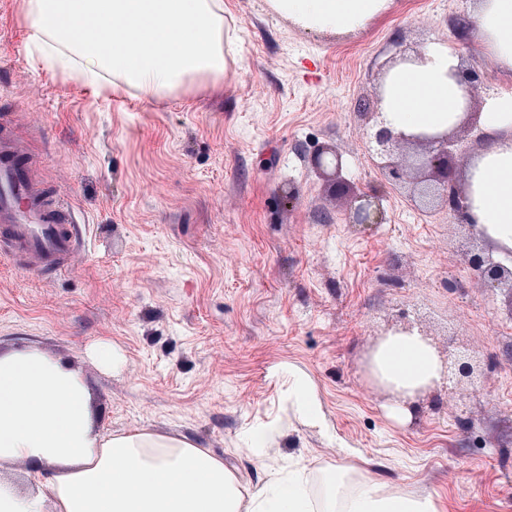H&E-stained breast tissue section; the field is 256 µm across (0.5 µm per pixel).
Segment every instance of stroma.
I'll list each match as a JSON object with an SVG mask.
<instances>
[{"label":"stroma","mask_w":512,"mask_h":512,"mask_svg":"<svg viewBox=\"0 0 512 512\" xmlns=\"http://www.w3.org/2000/svg\"><path fill=\"white\" fill-rule=\"evenodd\" d=\"M224 16L241 35L224 83L146 100L67 79L31 49L22 0H0V113L43 158L81 239L58 275L0 256V350L62 358L90 385L98 428L187 438L252 486L267 471L251 435L288 419L269 463L306 457L315 494L332 470H366L440 512H512V292L470 268L472 227L416 205L374 166L358 115L399 49L454 41L481 75L476 99L501 82L457 38L468 0H392L345 36L307 33L265 0H224ZM328 147L351 183L382 195V223H353L312 168ZM403 320L440 355L467 351L475 374L399 423L369 360ZM100 341L121 352L120 370L89 357ZM296 370L330 435L293 419Z\"/></svg>","instance_id":"35a3bbf8"}]
</instances>
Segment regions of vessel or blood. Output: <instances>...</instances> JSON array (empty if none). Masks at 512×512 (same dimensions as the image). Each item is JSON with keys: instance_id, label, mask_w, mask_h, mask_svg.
<instances>
[{"instance_id": "b4317fda", "label": "vessel or blood", "mask_w": 512, "mask_h": 512, "mask_svg": "<svg viewBox=\"0 0 512 512\" xmlns=\"http://www.w3.org/2000/svg\"><path fill=\"white\" fill-rule=\"evenodd\" d=\"M40 157L21 149L0 116V252L30 274L69 269L78 247L70 209L40 179Z\"/></svg>"}]
</instances>
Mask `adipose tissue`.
<instances>
[{"label": "adipose tissue", "mask_w": 512, "mask_h": 512, "mask_svg": "<svg viewBox=\"0 0 512 512\" xmlns=\"http://www.w3.org/2000/svg\"><path fill=\"white\" fill-rule=\"evenodd\" d=\"M302 30L363 31L390 0H267ZM29 43L70 80L95 89H132L145 99L200 80L218 85L235 63L237 29L224 0H23ZM475 44L512 71V0H474ZM455 50L426 46L421 60L393 68L382 110L394 131L445 132L468 100ZM479 122L488 134L464 178L471 219L499 248L512 250V92L492 88ZM372 376L395 393L389 415L409 421L416 395L440 386L441 363L418 333L384 337ZM288 403L308 424L331 427L312 379L294 372ZM25 462L24 477L10 467ZM0 512H439L436 501L370 476H327L315 496L306 464L243 484L223 459L184 438L144 430L102 432L82 373L40 349L0 352Z\"/></svg>", "instance_id": "ef3b65f1"}]
</instances>
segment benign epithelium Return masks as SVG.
I'll use <instances>...</instances> for the list:
<instances>
[{
  "label": "benign epithelium",
  "instance_id": "obj_1",
  "mask_svg": "<svg viewBox=\"0 0 512 512\" xmlns=\"http://www.w3.org/2000/svg\"><path fill=\"white\" fill-rule=\"evenodd\" d=\"M382 100L383 86L380 85L373 98L359 104V111L367 120L366 138L372 159L380 160L381 168L395 183L414 174L418 194L428 203L453 212H467L470 208L468 191L459 189L453 181L450 163L455 154L454 134L458 129L474 130V113L466 112L458 129L449 132L396 133L382 118ZM312 165L317 174L332 182L335 189L349 195L353 223H381V197L369 195L345 181L341 152L332 149L326 154L318 153L312 158ZM469 263L490 287L503 286L512 291V265L495 262L482 252L472 254Z\"/></svg>",
  "mask_w": 512,
  "mask_h": 512
}]
</instances>
